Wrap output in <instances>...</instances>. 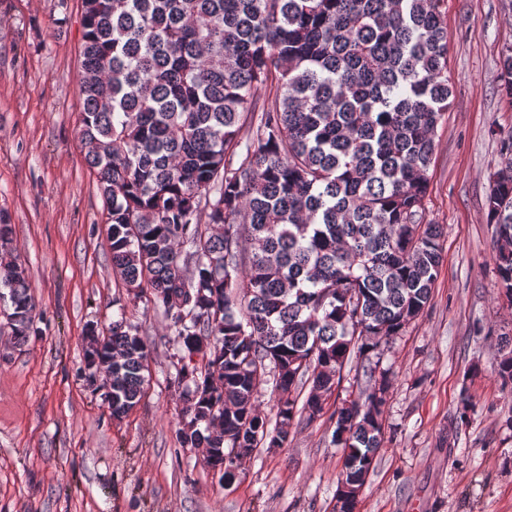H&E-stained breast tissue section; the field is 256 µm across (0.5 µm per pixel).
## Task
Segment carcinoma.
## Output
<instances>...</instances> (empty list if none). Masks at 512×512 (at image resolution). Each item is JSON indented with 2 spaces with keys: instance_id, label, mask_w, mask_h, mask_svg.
I'll use <instances>...</instances> for the list:
<instances>
[{
  "instance_id": "1",
  "label": "carcinoma",
  "mask_w": 512,
  "mask_h": 512,
  "mask_svg": "<svg viewBox=\"0 0 512 512\" xmlns=\"http://www.w3.org/2000/svg\"><path fill=\"white\" fill-rule=\"evenodd\" d=\"M441 2L81 0L80 141L112 272L177 336V440L226 485L239 459L325 416L344 453L333 512H358L343 487L364 485L385 445L380 349L423 314L442 260L424 208L450 97ZM500 77L512 100V45ZM500 152L486 208L511 297L512 130ZM12 235L0 210L20 345L35 302ZM498 345L512 392V336ZM85 359L112 370L110 413L126 417L146 382L139 327L120 316ZM355 360L356 386L326 413Z\"/></svg>"
}]
</instances>
